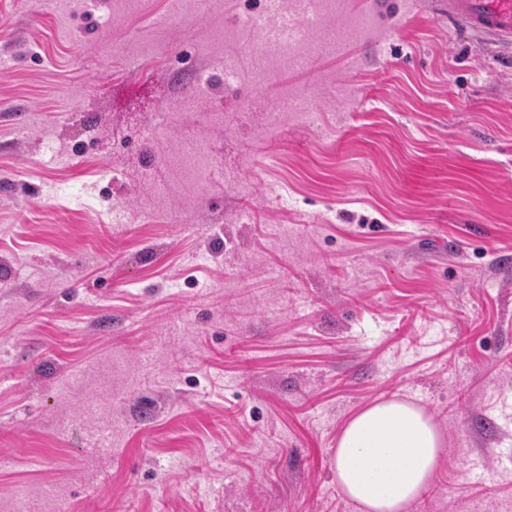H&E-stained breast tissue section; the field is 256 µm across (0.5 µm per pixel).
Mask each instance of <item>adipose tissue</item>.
<instances>
[{
  "mask_svg": "<svg viewBox=\"0 0 512 512\" xmlns=\"http://www.w3.org/2000/svg\"><path fill=\"white\" fill-rule=\"evenodd\" d=\"M443 445L422 408L382 400L343 426L333 472L353 512H408L430 487Z\"/></svg>",
  "mask_w": 512,
  "mask_h": 512,
  "instance_id": "ef3b65f1",
  "label": "adipose tissue"
}]
</instances>
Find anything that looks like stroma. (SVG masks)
Here are the masks:
<instances>
[{
  "instance_id": "stroma-1",
  "label": "stroma",
  "mask_w": 512,
  "mask_h": 512,
  "mask_svg": "<svg viewBox=\"0 0 512 512\" xmlns=\"http://www.w3.org/2000/svg\"><path fill=\"white\" fill-rule=\"evenodd\" d=\"M58 2L0 0V512H352L385 399L445 440L410 512H512V69L444 0H348L303 70L264 0ZM286 42L288 43L287 49H284L280 42H265L261 41L258 45L259 52H270V51H280L285 54H289L293 63L299 67H304L308 65L310 61V52L308 44L302 50L300 46L302 44V40L296 41L293 40L291 43L288 42V38L285 37Z\"/></svg>"
}]
</instances>
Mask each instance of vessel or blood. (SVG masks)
I'll return each mask as SVG.
<instances>
[{
  "mask_svg": "<svg viewBox=\"0 0 512 512\" xmlns=\"http://www.w3.org/2000/svg\"><path fill=\"white\" fill-rule=\"evenodd\" d=\"M448 18L499 43L498 59L512 65V0H448Z\"/></svg>",
  "mask_w": 512,
  "mask_h": 512,
  "instance_id": "obj_1",
  "label": "vessel or blood"
}]
</instances>
